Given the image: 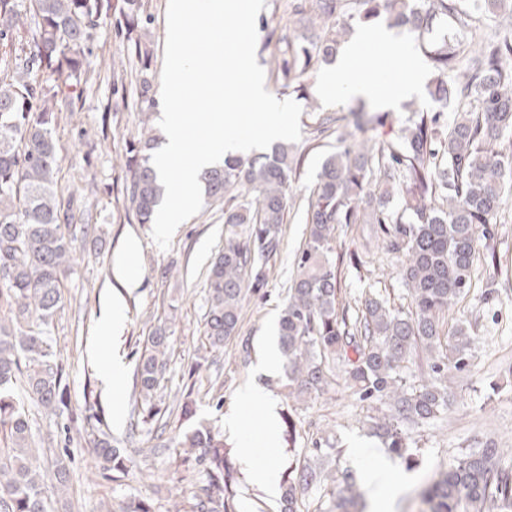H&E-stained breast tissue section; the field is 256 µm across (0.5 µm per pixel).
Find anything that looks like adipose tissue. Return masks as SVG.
I'll use <instances>...</instances> for the list:
<instances>
[{
    "label": "adipose tissue",
    "instance_id": "obj_1",
    "mask_svg": "<svg viewBox=\"0 0 512 512\" xmlns=\"http://www.w3.org/2000/svg\"><path fill=\"white\" fill-rule=\"evenodd\" d=\"M361 48L360 41H352L347 45L345 51L338 59L336 65L326 70L321 79L320 85L323 89L333 90L339 93L345 92L353 95L372 97L379 100L392 99L396 95V88L385 87L376 77L363 76L354 83H347L344 75L351 60ZM238 413L229 415L224 419V426L229 433L235 434L239 431V412L262 409L264 412V424L257 435L256 442H244L240 447V458L243 470L249 484L258 486L269 494H277L278 489L274 478V463H258L254 455L255 445L269 448L273 445L275 422H276V401L272 394L264 387L247 385L239 390L237 394Z\"/></svg>",
    "mask_w": 512,
    "mask_h": 512
}]
</instances>
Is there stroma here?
<instances>
[{
  "mask_svg": "<svg viewBox=\"0 0 512 512\" xmlns=\"http://www.w3.org/2000/svg\"><path fill=\"white\" fill-rule=\"evenodd\" d=\"M295 2L266 0L256 21L259 42L284 31L293 41H301L302 28L288 23ZM386 26L381 20L371 27H355V34L363 38L364 51L354 60L351 72L376 75L388 85L416 83L418 90L412 97L398 98L393 106L373 112H359L358 96L338 98L320 89L325 71L321 65L297 74L296 89L267 83V90L275 97L294 100L303 109L301 138L295 144L302 155L301 167L288 189L286 221L266 266L267 279L259 291L245 298L238 336L225 343L222 352L209 355L200 336L207 272L224 246V204L204 201L201 211L177 228L165 250L154 243L151 225L138 223L129 211L122 193L126 149L140 138L143 128L157 127L162 108L154 106L148 125H141L138 84L114 81L116 73L138 71L139 64L125 52L123 37L112 21L100 22L89 44L87 66L93 85L84 107L78 112L59 113L52 130L61 148L58 193L71 202L75 223L94 227L89 237H77L72 243V269L64 279V307L56 315L53 329L52 350L67 365L72 408H84L86 391L94 390L111 436L124 439L136 392V352L154 325L166 318L171 335L160 408H167L187 380H194L195 419L207 421L215 432L223 433L224 413L234 405L238 391L253 382L261 384L272 392L279 414L295 412L303 434L294 445L282 431L276 448L256 449L258 461L275 459L279 477L295 467L298 448L313 440L333 443L341 452V466L348 468L354 465V448H381V441L371 432L373 421L382 415L380 405L359 402L343 384L330 393L295 403L284 395L283 370L264 374L258 366L267 337L278 328L296 272L295 259L306 243L305 209L323 158L335 152L342 139L354 145L394 137L409 116V101L422 105L430 102L427 84L431 75L423 62L420 40L405 29H394V36L407 49L404 61L394 62L374 46L377 31ZM328 115L337 117L338 123L336 129L324 132L320 122ZM493 231L464 300L478 338L473 367L452 379L448 408L441 419L410 431L408 446L419 461L418 467L411 470L404 461L393 459L401 479L392 493L389 512H416L415 488L448 467L456 456L490 444L512 448V204L500 213ZM133 236L140 243L135 258L139 286L128 292L116 281L114 265ZM331 246L339 265L342 303L350 311L358 310L368 289L389 296L396 305H407L404 288L396 277L401 259L387 249L379 225H337ZM116 294L123 299V329L120 336L112 338L100 335L97 323ZM114 356L121 360L122 369L109 387L101 378L99 362ZM194 365L200 371L192 376L188 370ZM216 387L222 393L218 399L212 396ZM68 451L72 486L66 498L57 503V512H105L111 501L129 496L151 499L159 512H166L185 475L174 454L145 456L131 448L127 454L140 471L116 487L95 478V461L84 437H74Z\"/></svg>",
  "mask_w": 512,
  "mask_h": 512,
  "instance_id": "obj_1",
  "label": "stroma"
}]
</instances>
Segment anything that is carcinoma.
<instances>
[{
	"label": "carcinoma",
	"instance_id": "carcinoma-1",
	"mask_svg": "<svg viewBox=\"0 0 512 512\" xmlns=\"http://www.w3.org/2000/svg\"><path fill=\"white\" fill-rule=\"evenodd\" d=\"M461 0H311V9L334 25L307 37L297 51L288 35L275 45L284 56L271 69L274 82L292 86V70L336 57L351 22L368 23L386 13L392 25L419 37L451 20L473 27ZM24 20L18 0H0V512H52L51 496L69 493L68 449L52 465L37 464L39 449L27 402L54 418L71 441L85 433L99 476L117 485L131 461L105 430L96 403L80 417L70 409L67 372L50 344L53 317L63 306V279L71 269L72 214L56 193L59 147L51 135L58 112L80 108L91 87L86 55L91 31L106 18L124 34L127 55L138 60L140 112L150 117L153 53L138 36L150 20L144 0H29ZM26 27L29 51L9 47ZM436 79L429 95L437 108L417 106L395 137L336 148L327 155L308 199V240L296 259L279 319L286 362V396L301 401L336 386V361L360 402L386 408L375 430L394 457L410 461L407 428L438 417L448 407V374L471 366L476 343L466 316L446 328L445 316L471 286L483 241L512 198V156L496 149L512 132V26L453 47L423 45ZM147 137L127 149L124 196L141 224L151 223L163 196ZM299 159L286 144L248 157L227 156L204 172L207 196L224 201L231 227L206 281L204 346L211 352L238 335L242 303L264 281L263 267L276 249L285 221L288 184ZM338 224H380L390 250L403 256L397 276L410 305L396 308L380 293L364 295L351 320L340 309L338 267L331 241ZM169 346L158 326L142 347L131 417L155 422L164 440L197 474L180 488L170 512H236L234 470L224 439L198 421L164 438L158 422V390ZM429 379L408 383L419 353ZM299 464L283 476L280 512H343L363 498L348 471L328 469L336 449L312 442ZM500 449L464 453L437 473L423 494L425 512H512V473L500 467ZM317 489V502L305 493ZM119 512H156L152 500L129 498Z\"/></svg>",
	"mask_w": 512,
	"mask_h": 512
}]
</instances>
